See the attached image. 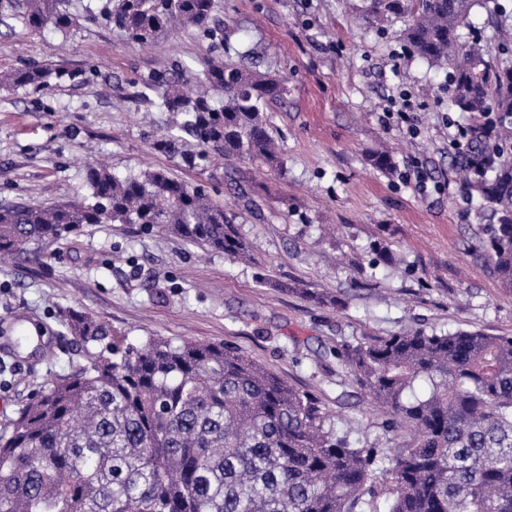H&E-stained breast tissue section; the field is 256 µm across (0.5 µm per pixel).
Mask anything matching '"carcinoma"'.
Wrapping results in <instances>:
<instances>
[{"instance_id": "1", "label": "carcinoma", "mask_w": 512, "mask_h": 512, "mask_svg": "<svg viewBox=\"0 0 512 512\" xmlns=\"http://www.w3.org/2000/svg\"><path fill=\"white\" fill-rule=\"evenodd\" d=\"M62 0H23L30 29L68 30ZM473 0H370L376 19L410 18V54L447 71L453 104L499 117L497 139L480 125L471 188L497 223L468 250L512 288V66L493 61L472 30ZM214 0H105L99 16L142 46L179 23L210 28ZM65 73L33 67L0 85L42 87ZM281 83L230 59L194 72L152 74L140 96L175 122L154 149L196 167L284 161L265 119ZM90 195L66 204L0 207V259L87 224H141L231 259L249 256L224 206L162 170L119 178L86 170ZM66 332L82 349L72 376L50 380L0 431V512H512V336L415 329L346 344L336 358L385 414L394 452L354 447L332 415L226 344L150 336L128 344L100 318L72 310Z\"/></svg>"}]
</instances>
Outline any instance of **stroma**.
<instances>
[{
	"instance_id": "1",
	"label": "stroma",
	"mask_w": 512,
	"mask_h": 512,
	"mask_svg": "<svg viewBox=\"0 0 512 512\" xmlns=\"http://www.w3.org/2000/svg\"><path fill=\"white\" fill-rule=\"evenodd\" d=\"M87 2L66 0L73 24L61 32L23 27L18 0H0V73L69 72L45 88L0 87V206L83 199L92 163L119 177L163 169L223 204L252 258L112 223L0 264V428L38 387L77 369L80 347L63 327L71 309L133 344L236 346L318 398L338 434L382 450L384 419L343 372L342 344L418 328L512 336V290L468 250L491 210L464 195L448 151L447 120L473 118L452 105L445 72L407 52L404 19L370 24L367 0H215L217 39L182 27L143 50ZM219 50L252 51L253 69L282 82L266 118L283 169L235 160L191 170L154 150L171 115L137 98L140 81L177 62L201 68ZM402 89L416 104L415 136L381 120ZM382 147L395 172L370 166ZM414 162L429 176L422 192L398 177ZM375 243L392 263L377 260ZM305 288L330 303L307 300Z\"/></svg>"
}]
</instances>
